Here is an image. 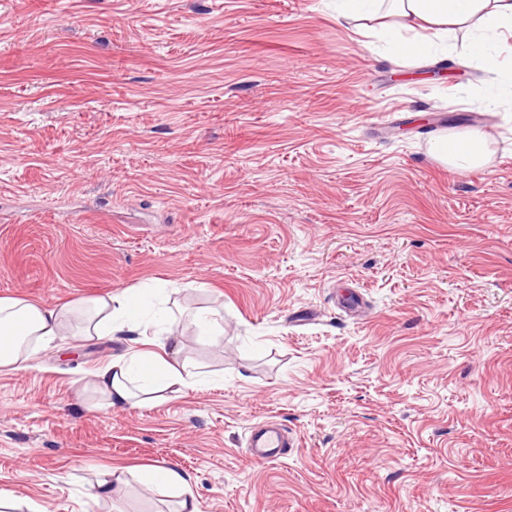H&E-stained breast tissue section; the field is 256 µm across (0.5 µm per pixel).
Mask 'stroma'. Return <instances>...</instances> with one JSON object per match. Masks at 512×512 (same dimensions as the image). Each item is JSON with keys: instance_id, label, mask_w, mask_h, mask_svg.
<instances>
[{"instance_id": "stroma-1", "label": "stroma", "mask_w": 512, "mask_h": 512, "mask_svg": "<svg viewBox=\"0 0 512 512\" xmlns=\"http://www.w3.org/2000/svg\"><path fill=\"white\" fill-rule=\"evenodd\" d=\"M457 29L391 63L332 0H0V296L153 281L206 379L93 409L123 337L0 370L4 512H173L108 467L173 466L200 512H512V99ZM477 127L458 172L434 138ZM280 422L295 448L247 452ZM430 153L448 168L466 172L487 161V137L480 129H464L450 136L435 139ZM222 319L219 312L215 310H202L194 315L192 323L197 336L217 342L218 338L224 335ZM294 448L287 432L277 421L266 420L253 426L248 438V451L257 460L269 461L282 455L283 448ZM127 484L128 480L125 472L122 469H114L88 482L86 496L93 503H99L110 498L113 500L120 495L123 486Z\"/></svg>"}]
</instances>
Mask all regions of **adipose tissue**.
I'll return each mask as SVG.
<instances>
[{
  "instance_id": "adipose-tissue-1",
  "label": "adipose tissue",
  "mask_w": 512,
  "mask_h": 512,
  "mask_svg": "<svg viewBox=\"0 0 512 512\" xmlns=\"http://www.w3.org/2000/svg\"><path fill=\"white\" fill-rule=\"evenodd\" d=\"M336 15L358 23L389 44L391 58H426L443 48L449 27L465 29L468 58L488 75L482 100L498 107L512 96V72H504L502 52L512 44V0H336ZM430 153L459 172L484 165L487 137L464 129L435 139ZM169 288L147 285L106 294L80 305H47L16 296L0 297V369L30 367L39 349L76 334L83 339L153 335L155 350L132 349L95 369L88 389L102 406L121 409L179 397L201 382L171 345L179 325L168 306ZM135 478L144 489L164 485L178 493L175 512H199L186 476L173 467H146Z\"/></svg>"
}]
</instances>
